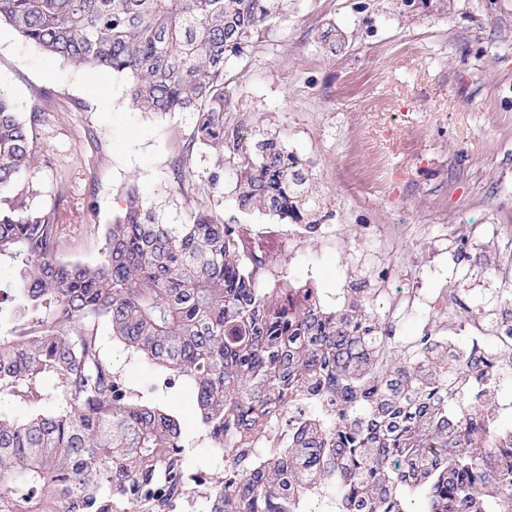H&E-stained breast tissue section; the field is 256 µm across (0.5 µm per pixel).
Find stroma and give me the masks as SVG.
Here are the masks:
<instances>
[{
    "label": "stroma",
    "instance_id": "obj_1",
    "mask_svg": "<svg viewBox=\"0 0 512 512\" xmlns=\"http://www.w3.org/2000/svg\"><path fill=\"white\" fill-rule=\"evenodd\" d=\"M330 23L344 36L334 53L320 42ZM228 72L226 123L249 115L278 132L307 158L332 213L290 252L281 249L288 225L238 209L232 165L213 191V150L184 157L192 113L136 110L126 75L47 57L0 25V90L24 118L39 106L40 90L52 91L57 106L34 143L56 167L33 173V203L52 204L64 171L80 205L76 223L99 228L68 260H99L102 231L133 185L166 224L187 223L207 197L225 223L251 219L274 257L275 279L313 284L326 306L369 294L368 267L356 255L371 252L407 265L408 278L389 283L390 296L456 292L482 321L499 311L507 284L497 271L512 243V0H288L284 21ZM181 166L195 179L178 181ZM368 223L404 224L408 235L372 247L359 238ZM440 224L470 237L464 252L436 241ZM101 335L130 386L179 417L194 467L210 469L214 453L186 392L159 387L155 366L133 359L109 330Z\"/></svg>",
    "mask_w": 512,
    "mask_h": 512
}]
</instances>
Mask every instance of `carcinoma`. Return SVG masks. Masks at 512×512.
<instances>
[{"instance_id": "1", "label": "carcinoma", "mask_w": 512, "mask_h": 512, "mask_svg": "<svg viewBox=\"0 0 512 512\" xmlns=\"http://www.w3.org/2000/svg\"><path fill=\"white\" fill-rule=\"evenodd\" d=\"M285 17V0H0L49 57L125 74L142 112H191L184 145L211 148L207 176L235 170L246 214L318 230L329 214L288 148L225 131L227 65ZM47 112L22 120L0 92V189L53 158L32 148ZM27 185L0 198V512H512V426L480 355L446 337L390 350L370 296L326 307L307 284L268 288L271 262L246 224L212 205L163 224L136 186L98 262L66 261L74 211ZM184 386L221 470L194 472L179 418L132 389L100 328ZM56 397L61 407L48 408Z\"/></svg>"}]
</instances>
